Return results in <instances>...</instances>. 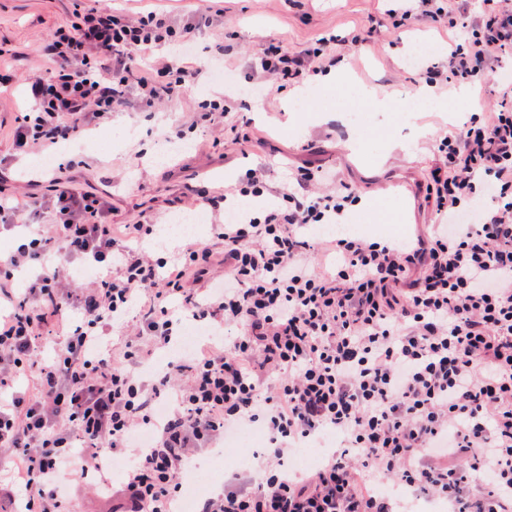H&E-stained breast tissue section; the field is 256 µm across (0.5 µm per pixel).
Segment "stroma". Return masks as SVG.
Wrapping results in <instances>:
<instances>
[{"label": "stroma", "mask_w": 512, "mask_h": 512, "mask_svg": "<svg viewBox=\"0 0 512 512\" xmlns=\"http://www.w3.org/2000/svg\"><path fill=\"white\" fill-rule=\"evenodd\" d=\"M101 3L0 0V70L11 76L0 88V172L8 178L1 192L26 189L45 201L59 180L106 196L112 223L166 224L192 214L190 188L196 182L227 190L246 168L264 165L275 195L286 168L309 163L360 195L350 218L354 234L404 241L434 223L435 212L418 186L427 181L435 157L430 138L417 137L416 130L443 133L466 121L467 112L421 102L414 115H385L369 111L365 93L412 100L425 81L406 58L421 43L447 46L446 26L420 21L394 28L388 0H117L131 14L149 9L178 21L196 19L193 69L180 97L154 112L133 105L113 113L111 123L82 131L75 148L48 169L41 158L13 146L12 131L31 105L25 78L33 67L47 75L56 71L58 61L41 57L42 45L71 23L76 7ZM209 8L223 11V24L205 22ZM353 29L371 36L355 46L331 47L345 59L348 85L331 91L314 83L303 99L291 90L264 99L246 96L216 127L195 123V104L208 94L237 92L250 59L268 42L299 52L320 37ZM289 110L296 122L287 130L282 121ZM246 122L253 130L247 142L236 133ZM176 130L182 140L171 139Z\"/></svg>", "instance_id": "stroma-1"}]
</instances>
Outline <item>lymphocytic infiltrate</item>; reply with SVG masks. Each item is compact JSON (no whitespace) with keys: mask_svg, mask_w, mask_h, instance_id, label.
<instances>
[{"mask_svg":"<svg viewBox=\"0 0 512 512\" xmlns=\"http://www.w3.org/2000/svg\"><path fill=\"white\" fill-rule=\"evenodd\" d=\"M484 3L445 56L422 63L428 87L471 84L512 54V0ZM423 20L459 27L446 0H409L398 24ZM193 28L154 11L77 13L42 49L60 68L27 80L34 108L15 149L51 156L130 101L152 109L178 96ZM155 48L168 56L142 68L136 53ZM335 64L326 40L300 53L272 42L247 87L282 92ZM497 96V109L436 139L426 195L437 222L410 241L309 239L359 202L347 186L317 192L310 166L287 177L276 204L215 225L221 253L190 245L173 259L142 248L152 225L114 227L102 198L57 185L52 223L27 225L0 252V389L28 380L0 397V453L20 466L0 501L20 490L26 512H59L62 475L94 471L123 512H175L198 452L257 425L268 446L256 477L225 479L201 512H413L381 496L388 483L448 512H512V82ZM265 191L258 168L226 195L192 189L212 208ZM217 261L224 285L212 288ZM76 264L103 274L66 289ZM71 307L79 323L59 326ZM186 313L212 340L146 379L139 366L175 344ZM131 314L119 345L103 344V328ZM49 342L55 357L39 363ZM326 432L341 450L289 474L295 450ZM112 459L123 464L117 484Z\"/></svg>","mask_w":512,"mask_h":512,"instance_id":"obj_1","label":"lymphocytic infiltrate"}]
</instances>
